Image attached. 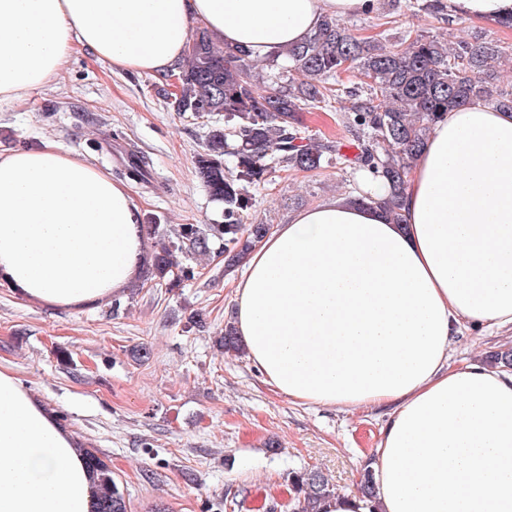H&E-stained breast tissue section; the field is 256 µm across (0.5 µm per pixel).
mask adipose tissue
I'll return each instance as SVG.
<instances>
[{
	"instance_id": "obj_1",
	"label": "adipose tissue",
	"mask_w": 512,
	"mask_h": 512,
	"mask_svg": "<svg viewBox=\"0 0 512 512\" xmlns=\"http://www.w3.org/2000/svg\"><path fill=\"white\" fill-rule=\"evenodd\" d=\"M368 0H0V101L60 75L75 43L158 75L192 26L252 56L281 54L324 16ZM498 24L512 0H448ZM403 221L340 197L292 214L250 252L233 323L288 399L386 406L370 461L377 496L335 494L320 512H512V372L451 366L453 336L512 327V112L448 111L403 195ZM129 187L42 139L0 152V281L52 306L128 287L143 257ZM80 441L0 369V512H91Z\"/></svg>"
}]
</instances>
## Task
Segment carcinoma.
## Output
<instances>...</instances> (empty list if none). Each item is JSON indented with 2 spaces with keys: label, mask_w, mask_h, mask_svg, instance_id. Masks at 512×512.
I'll list each match as a JSON object with an SVG mask.
<instances>
[{
  "label": "carcinoma",
  "mask_w": 512,
  "mask_h": 512,
  "mask_svg": "<svg viewBox=\"0 0 512 512\" xmlns=\"http://www.w3.org/2000/svg\"><path fill=\"white\" fill-rule=\"evenodd\" d=\"M195 44L179 70L164 75L172 90L168 105L198 119L224 118V127L209 132L205 148L194 159L195 173L213 200L223 206L224 223L205 228L183 224L166 236L158 224H146L149 236L159 238L146 270V280L159 283L174 275V254L207 252L211 240L224 243V268L242 264L263 239L267 224H247L253 207L248 188L263 185L278 168L315 171L326 163L370 173L385 181L388 196L376 201L392 220H402L401 202L410 163L424 149L431 125L448 110L485 103L512 112V89L497 84L495 64L500 47L476 38L447 46L422 34L406 35L396 44L360 38L339 19L326 16L301 43L285 52L291 68L306 80L298 85L276 82L260 89L254 80L250 51L214 43L208 32L191 31ZM349 73L367 87H343ZM352 98L343 116L351 139L313 145L301 130L300 113L323 109L341 95ZM234 159L228 166L226 157ZM148 161L138 152L129 155L124 173L145 180ZM217 345L240 352L241 341L232 322L224 323ZM97 487L93 512H128L124 492L112 468L93 448H80ZM295 491V512H319L321 502L336 488L317 468L288 473ZM359 495L372 499L376 486L363 468Z\"/></svg>",
  "instance_id": "cac0c4a2"
}]
</instances>
